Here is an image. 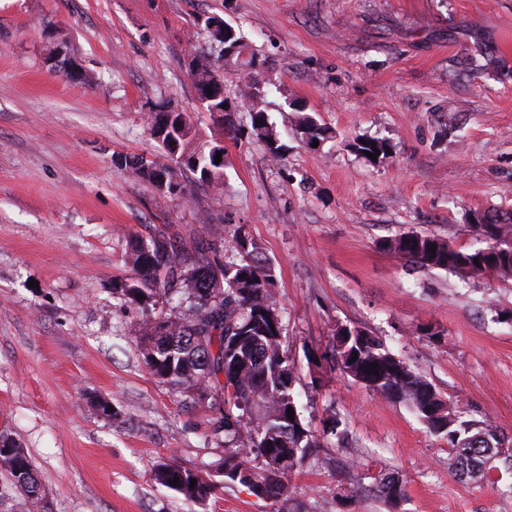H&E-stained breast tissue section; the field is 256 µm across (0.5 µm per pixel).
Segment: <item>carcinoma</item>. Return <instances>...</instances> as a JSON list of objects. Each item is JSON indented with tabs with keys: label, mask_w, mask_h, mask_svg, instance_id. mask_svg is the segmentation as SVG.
Returning <instances> with one entry per match:
<instances>
[{
	"label": "carcinoma",
	"mask_w": 512,
	"mask_h": 512,
	"mask_svg": "<svg viewBox=\"0 0 512 512\" xmlns=\"http://www.w3.org/2000/svg\"><path fill=\"white\" fill-rule=\"evenodd\" d=\"M206 20L211 40L221 51L188 55V72L197 91L224 84L220 65L224 49L235 45L239 54L243 48L233 27L213 29V17ZM240 103L249 108L253 133L266 142L273 158H281V145L259 94L248 92ZM147 122L151 131L166 129L161 144L167 162L126 157L117 160L118 166L160 193L171 192L174 185L179 196H184L181 177L186 170L217 190L224 187L214 162L216 154L224 151L223 145L215 141L193 146L191 125L181 112L152 111ZM295 132L312 143L324 139L327 129L302 115ZM473 226L491 241L489 252L456 249L437 237L413 233L395 239L393 248L420 268L476 278L482 276L481 270L491 267L497 277L512 279V217L475 222ZM432 245L436 246L433 254L428 250ZM128 262L135 278L119 292L142 309L136 339L152 375L195 403L203 398L209 401L214 413L211 434L225 443L224 477L235 480L234 472L245 466L253 470L259 483L269 484L272 476L278 479L270 498L286 496L288 474L304 467L319 444L306 424L305 435L295 433L287 414L288 408L296 407L295 364L288 357L279 305L272 291L273 264L239 232L221 248L203 247L188 257L179 254L163 236L148 242L136 240ZM173 298L177 304L171 313L157 310L160 302ZM329 360L363 381L377 396L408 403L430 431L447 436L460 475L489 481L494 469L512 473V442L501 438L490 425L477 428L449 411L440 417L433 415L432 407L444 405L433 385L390 353L378 338L357 328L342 327L336 330ZM371 363L377 364L376 369L369 368ZM0 440L12 445L8 452L0 451V468L10 474L22 498L40 499L41 484L26 450L2 433ZM258 458L260 467L252 465ZM490 460L500 465H487ZM174 479L179 483L171 484ZM155 480L195 503L214 494V483L206 472L183 466L174 455L157 465ZM376 491L389 502L405 494L402 480L393 475L380 478Z\"/></svg>",
	"instance_id": "carcinoma-1"
}]
</instances>
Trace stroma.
<instances>
[{
  "instance_id": "35a3bbf8",
  "label": "stroma",
  "mask_w": 512,
  "mask_h": 512,
  "mask_svg": "<svg viewBox=\"0 0 512 512\" xmlns=\"http://www.w3.org/2000/svg\"><path fill=\"white\" fill-rule=\"evenodd\" d=\"M239 29L224 64L237 104L220 136L185 60L205 17ZM65 35L96 76L45 59ZM260 90L282 144L273 159L238 101ZM185 113L195 142L224 139V189L185 173L157 193L117 158L163 159L147 114ZM328 127L313 146L295 108ZM386 142L371 160L360 140ZM477 212L512 213V0H11L0 7V433L25 448L43 496L29 512H512V477L457 474L444 436L326 358L356 326L415 366L459 419L512 440V280L419 270L404 233L468 249ZM251 240L275 267L294 389L322 446L286 499L226 481L207 404L152 376L135 332L132 241L183 254ZM35 287H28V280ZM108 401L113 416L97 401ZM340 426L324 434L329 419ZM177 456L208 471L198 504L159 485ZM400 476L405 495L379 498ZM354 492L340 498L342 489Z\"/></svg>"
}]
</instances>
